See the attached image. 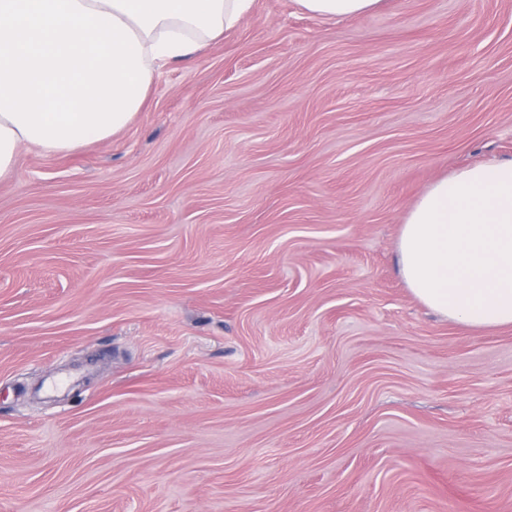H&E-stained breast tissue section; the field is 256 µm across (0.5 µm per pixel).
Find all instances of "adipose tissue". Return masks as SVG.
Returning <instances> with one entry per match:
<instances>
[{
	"label": "adipose tissue",
	"instance_id": "obj_1",
	"mask_svg": "<svg viewBox=\"0 0 512 512\" xmlns=\"http://www.w3.org/2000/svg\"><path fill=\"white\" fill-rule=\"evenodd\" d=\"M254 0H0V179L20 149L71 153L125 129L157 65L236 27ZM412 295L470 329L512 326V159L432 184L398 244Z\"/></svg>",
	"mask_w": 512,
	"mask_h": 512
}]
</instances>
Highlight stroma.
Returning <instances> with one entry per match:
<instances>
[{
    "mask_svg": "<svg viewBox=\"0 0 512 512\" xmlns=\"http://www.w3.org/2000/svg\"><path fill=\"white\" fill-rule=\"evenodd\" d=\"M512 158V0H254L140 112L0 180V512H512V327L397 263ZM309 14L319 17L339 18L364 14L375 9L380 0H297Z\"/></svg>",
    "mask_w": 512,
    "mask_h": 512,
    "instance_id": "35a3bbf8",
    "label": "stroma"
}]
</instances>
